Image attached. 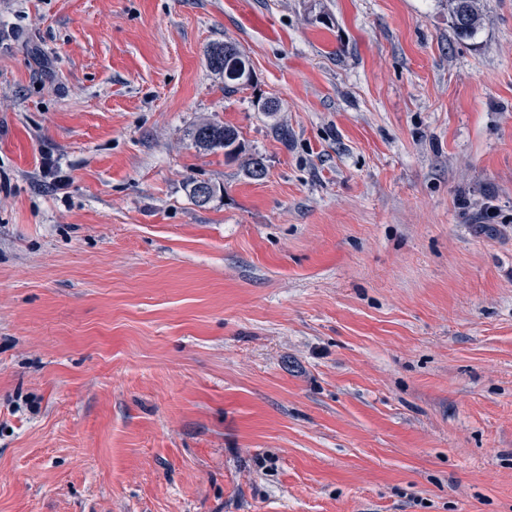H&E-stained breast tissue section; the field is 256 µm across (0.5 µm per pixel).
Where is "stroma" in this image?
I'll return each instance as SVG.
<instances>
[{
  "label": "stroma",
  "mask_w": 512,
  "mask_h": 512,
  "mask_svg": "<svg viewBox=\"0 0 512 512\" xmlns=\"http://www.w3.org/2000/svg\"><path fill=\"white\" fill-rule=\"evenodd\" d=\"M480 7L0 0V512H512V0ZM455 33L459 37L473 35L482 25L483 17L477 0H448ZM226 47L233 48L239 53L232 63H229V59L226 60L224 57ZM207 62L214 73L224 77V90L228 92H236L252 83V70L244 52L235 43L224 42V44L212 46L207 51ZM195 144L204 149H224L228 160L238 158L243 153V144L239 132L229 125L202 123L192 131Z\"/></svg>",
  "instance_id": "stroma-1"
}]
</instances>
